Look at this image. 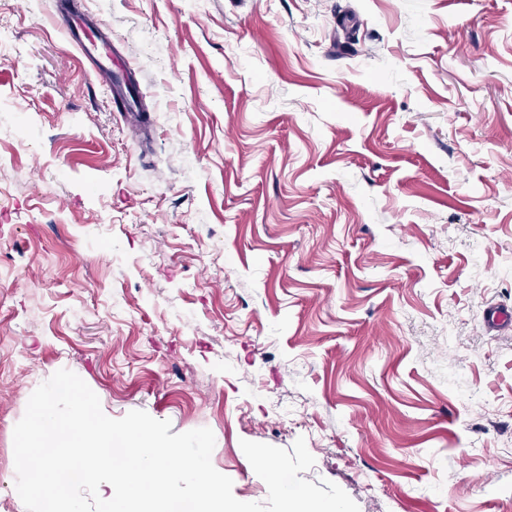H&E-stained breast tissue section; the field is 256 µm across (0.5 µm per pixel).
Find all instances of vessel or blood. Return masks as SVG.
Returning <instances> with one entry per match:
<instances>
[{
	"label": "vessel or blood",
	"mask_w": 512,
	"mask_h": 512,
	"mask_svg": "<svg viewBox=\"0 0 512 512\" xmlns=\"http://www.w3.org/2000/svg\"><path fill=\"white\" fill-rule=\"evenodd\" d=\"M59 19L71 40L78 46L90 75L114 100L135 138H143L151 125L149 113L133 101L134 76L120 64L103 21L89 12L62 7Z\"/></svg>",
	"instance_id": "b4317fda"
}]
</instances>
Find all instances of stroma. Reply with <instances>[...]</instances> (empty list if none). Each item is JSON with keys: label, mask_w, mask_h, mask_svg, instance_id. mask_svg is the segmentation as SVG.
<instances>
[{"label": "stroma", "mask_w": 512, "mask_h": 512, "mask_svg": "<svg viewBox=\"0 0 512 512\" xmlns=\"http://www.w3.org/2000/svg\"><path fill=\"white\" fill-rule=\"evenodd\" d=\"M0 0V512L67 369L119 419L315 458L360 512H512V0ZM59 19L78 46L90 75L114 99L117 111L124 112L122 115L136 140H141L151 125V118L134 99V75L117 61L112 42L103 29V21L87 11H75L70 6L61 8Z\"/></svg>", "instance_id": "obj_1"}]
</instances>
